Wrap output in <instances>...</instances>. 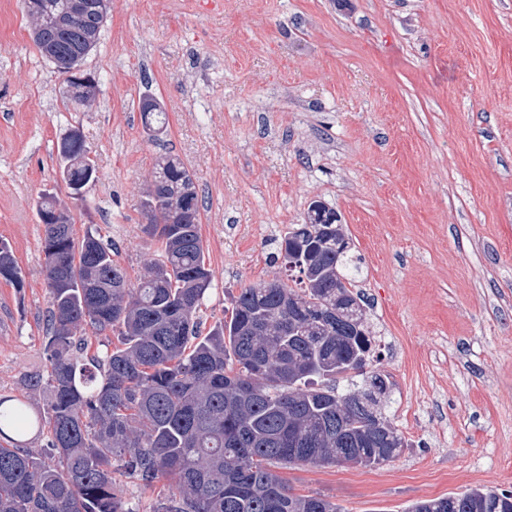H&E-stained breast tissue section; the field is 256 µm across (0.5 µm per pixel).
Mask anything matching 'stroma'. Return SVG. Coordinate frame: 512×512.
I'll return each mask as SVG.
<instances>
[{"label":"stroma","instance_id":"35a3bbf8","mask_svg":"<svg viewBox=\"0 0 512 512\" xmlns=\"http://www.w3.org/2000/svg\"><path fill=\"white\" fill-rule=\"evenodd\" d=\"M83 68L99 94L66 111L20 0H0V240L25 281L0 279V395L46 364L39 195L112 241L135 281L157 256L141 202L170 154L202 201L205 325L283 278L276 239L313 201L360 259L366 370L389 378L407 446L375 468L275 466L291 493L406 512L512 490V0H112ZM146 95L168 116L156 137ZM73 127L98 175L83 203L57 158Z\"/></svg>","mask_w":512,"mask_h":512}]
</instances>
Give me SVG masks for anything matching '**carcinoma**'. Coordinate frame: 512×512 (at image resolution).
<instances>
[{"mask_svg": "<svg viewBox=\"0 0 512 512\" xmlns=\"http://www.w3.org/2000/svg\"><path fill=\"white\" fill-rule=\"evenodd\" d=\"M27 13L40 54L65 75L62 103L83 112L98 81L75 68L99 40L106 16L97 0H36ZM141 110L145 128L167 127L162 106ZM62 179L76 200L96 182L78 130L57 145ZM147 233L161 243L137 284L112 245L87 231L57 197L39 196L49 288L45 368L21 378L40 391L33 411L21 396H0V512H134L116 475L151 487L169 481L153 512H341L319 495L297 496L272 467L379 466L405 447L385 412L388 378L354 374L372 353V331L336 211L314 201L308 223L288 228L276 259L280 280L240 289L230 317L203 331L199 312L211 289L194 175L162 161L142 202ZM0 278L22 290L10 248L0 243ZM118 331L119 345L89 353L86 329ZM46 438V455L29 435ZM406 512H512V492L472 488L417 501Z\"/></svg>", "mask_w": 512, "mask_h": 512, "instance_id": "obj_1", "label": "carcinoma"}]
</instances>
